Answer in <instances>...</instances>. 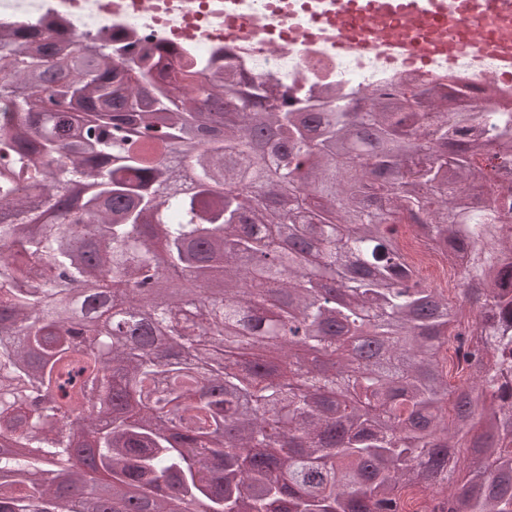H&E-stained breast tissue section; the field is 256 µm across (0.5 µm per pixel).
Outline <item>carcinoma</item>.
Segmentation results:
<instances>
[{
    "label": "carcinoma",
    "instance_id": "1",
    "mask_svg": "<svg viewBox=\"0 0 512 512\" xmlns=\"http://www.w3.org/2000/svg\"><path fill=\"white\" fill-rule=\"evenodd\" d=\"M263 78L199 82L163 53L77 46L20 26L0 40V512H60L99 473L137 512H512V259L482 269L494 196L472 156L512 159L492 96L459 112L439 84L363 108L284 110ZM161 131L149 153L146 133ZM420 232L480 280L452 304L401 254ZM222 297L182 303L165 272ZM160 283L161 335L140 298L80 287ZM464 382L444 350L458 309ZM131 318L136 346L101 326ZM171 356L144 354L156 338ZM75 411L105 417L77 425ZM466 444L471 452L458 456Z\"/></svg>",
    "mask_w": 512,
    "mask_h": 512
}]
</instances>
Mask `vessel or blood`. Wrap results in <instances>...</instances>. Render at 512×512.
<instances>
[{
  "label": "vessel or blood",
  "mask_w": 512,
  "mask_h": 512,
  "mask_svg": "<svg viewBox=\"0 0 512 512\" xmlns=\"http://www.w3.org/2000/svg\"><path fill=\"white\" fill-rule=\"evenodd\" d=\"M275 37L321 39L339 54L384 49L412 66L438 53L491 54L512 74V0H288L287 25Z\"/></svg>",
  "instance_id": "b4317fda"
}]
</instances>
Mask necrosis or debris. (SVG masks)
<instances>
[{
    "label": "necrosis or debris",
    "instance_id": "1",
    "mask_svg": "<svg viewBox=\"0 0 512 512\" xmlns=\"http://www.w3.org/2000/svg\"><path fill=\"white\" fill-rule=\"evenodd\" d=\"M278 2L249 0L247 8L256 18L253 33L228 39L223 0H0V35L21 25L34 26L87 45L108 39L116 51L148 38L192 59L206 77L219 76L229 67L247 77L261 73L267 84L302 100L313 91L337 86L357 101L400 75L417 87L461 71L470 82L463 90L467 96L473 86L495 80L494 69L485 67L481 56L451 61L438 54L429 67L420 68L388 59L380 51L339 56L323 42L267 47L265 18ZM401 237V250L416 276L449 299H458L463 282L451 265L440 262L435 247L406 231Z\"/></svg>",
    "mask_w": 512,
    "mask_h": 512
}]
</instances>
